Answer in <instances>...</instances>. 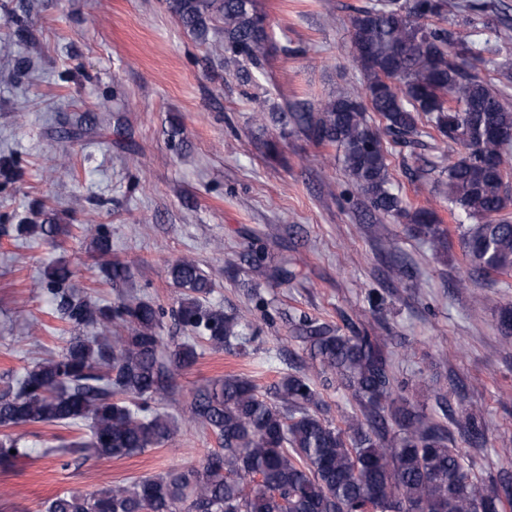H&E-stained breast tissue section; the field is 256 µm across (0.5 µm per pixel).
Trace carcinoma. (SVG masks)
Segmentation results:
<instances>
[{
	"instance_id": "cac0c4a2",
	"label": "carcinoma",
	"mask_w": 512,
	"mask_h": 512,
	"mask_svg": "<svg viewBox=\"0 0 512 512\" xmlns=\"http://www.w3.org/2000/svg\"><path fill=\"white\" fill-rule=\"evenodd\" d=\"M167 9L195 39L224 34L218 49L244 86L274 49L268 19L257 0H166ZM466 21L490 8L487 0L455 5ZM448 0H401L359 9L350 19L354 61L364 77V95H338L317 111L298 103L282 113L283 133L293 131L337 157L366 208L409 219L413 234L436 254L448 251V228L431 208L408 212L392 189L387 142L459 147L442 170L448 203L472 220L461 238L471 275L491 278L512 272V108L500 89L512 83V68L493 67L482 77L475 62L487 48L464 33L438 24ZM378 116L372 123L369 113ZM99 267L114 282L131 279L127 264L112 258L102 224L78 225ZM29 238L54 240L71 230L61 224H25ZM253 271L286 283L294 271L267 262L263 245L247 251ZM73 272L59 260L30 288L52 297L73 326L95 327L72 336L62 353L40 359L5 381L0 392V467L11 469L33 449L6 433L14 427L87 424V438L72 443L104 458L141 454L167 442L175 420L154 407L173 393L179 372L213 350L238 348L247 321L204 304L212 282L188 258L170 267L184 290L172 316L188 332L164 345L159 330L164 309L132 296L100 305L71 291ZM293 339L309 348L312 363L282 376L272 395L251 379L226 374L196 394L187 421L210 428L220 448L198 466L115 484L95 493L66 492L48 500L45 512H502L512 502V479L477 477L448 426L396 393L392 337L374 330L339 333L307 315ZM336 382L354 403L335 425L312 376ZM470 448L486 445L480 414L448 413Z\"/></svg>"
}]
</instances>
